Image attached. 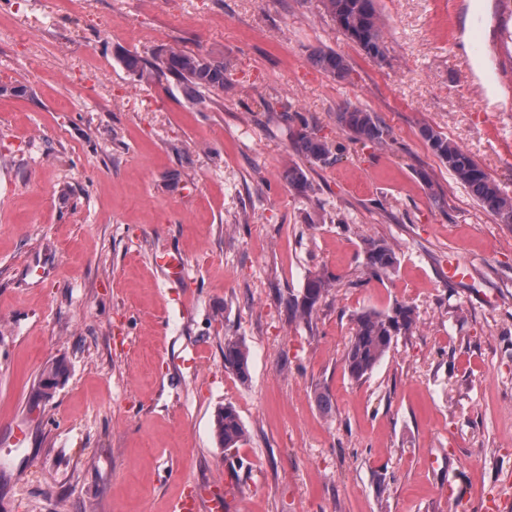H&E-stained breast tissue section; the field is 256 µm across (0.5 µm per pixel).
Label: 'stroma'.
I'll return each instance as SVG.
<instances>
[{
  "mask_svg": "<svg viewBox=\"0 0 512 512\" xmlns=\"http://www.w3.org/2000/svg\"><path fill=\"white\" fill-rule=\"evenodd\" d=\"M378 7L382 62L323 0H0V85L32 91L0 97V512H168L227 477L237 512H484L512 497V227L419 133L512 195V0ZM173 44L225 61L223 106L118 60ZM320 49L348 79L311 64ZM264 98L336 141L338 108L362 107L393 140L311 166ZM291 165L313 193L288 186ZM367 238L394 247L389 278L368 281ZM319 271L332 288L310 321L290 318ZM397 303L416 328L352 380V314ZM228 336L250 350L248 382L224 368ZM227 404L246 428L232 457L214 430ZM312 64L339 81L346 80L350 73L347 59L336 52L316 51L310 56ZM421 136L433 153L446 165L455 178L468 190L472 199L491 213L500 224L512 225V196L504 193L469 153L430 126H422Z\"/></svg>",
  "mask_w": 512,
  "mask_h": 512,
  "instance_id": "stroma-1",
  "label": "stroma"
}]
</instances>
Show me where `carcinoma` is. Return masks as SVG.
Here are the masks:
<instances>
[{
    "label": "carcinoma",
    "instance_id": "1",
    "mask_svg": "<svg viewBox=\"0 0 512 512\" xmlns=\"http://www.w3.org/2000/svg\"><path fill=\"white\" fill-rule=\"evenodd\" d=\"M324 6L348 39L370 57L385 60L386 45L377 0H324ZM118 59L141 81L174 79L187 89L192 100L199 103L212 100L229 90L227 66L201 51L168 46L149 58L123 53ZM310 60L315 67L339 81L349 76L347 59L336 52L316 51ZM336 121L348 134L351 143L383 146L391 140V129L383 124L376 113L349 103L338 108ZM420 133L433 153L448 165L455 178L468 190L472 199L495 216L499 223L512 225V196L503 192L495 179L459 145L427 125L421 127ZM292 136L300 152L314 165L334 163L346 151L344 144L318 135L315 128L306 123ZM283 178L288 186L300 194L313 191L306 171L299 166L286 169ZM362 252L370 276L380 279L395 270L396 253L385 241L367 238L363 242ZM330 287V279L325 275H310L303 291L288 301L291 317L304 321L311 318ZM352 321L353 335L345 353L344 370L351 379L359 381L381 363L397 337L412 332L416 327L417 315L413 307L397 304L384 312L359 311L353 315ZM224 368L234 372L243 382L249 379V351L242 339L235 336L224 338ZM60 377L61 369L58 366L44 370L38 383L41 395L46 398L51 396ZM214 424L222 450L234 449L243 441L245 427L234 406L226 405L220 409Z\"/></svg>",
    "mask_w": 512,
    "mask_h": 512
}]
</instances>
